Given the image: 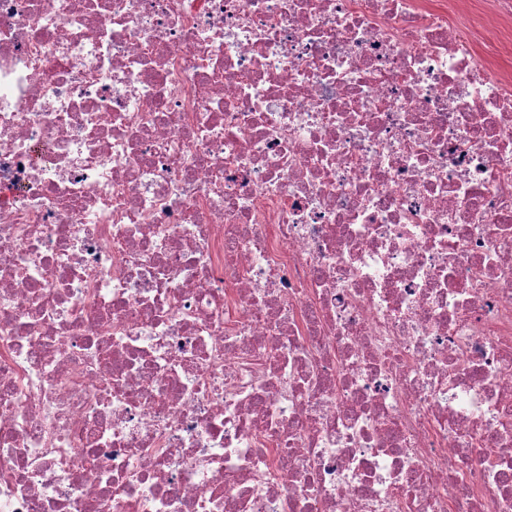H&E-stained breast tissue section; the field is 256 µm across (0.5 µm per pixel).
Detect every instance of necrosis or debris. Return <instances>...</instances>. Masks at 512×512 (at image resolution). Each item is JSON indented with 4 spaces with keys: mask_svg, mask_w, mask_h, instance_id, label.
I'll return each instance as SVG.
<instances>
[{
    "mask_svg": "<svg viewBox=\"0 0 512 512\" xmlns=\"http://www.w3.org/2000/svg\"><path fill=\"white\" fill-rule=\"evenodd\" d=\"M512 0H0V512H512Z\"/></svg>",
    "mask_w": 512,
    "mask_h": 512,
    "instance_id": "necrosis-or-debris-1",
    "label": "necrosis or debris"
}]
</instances>
